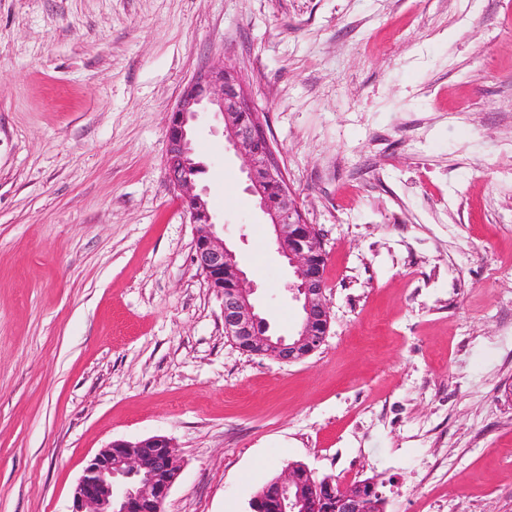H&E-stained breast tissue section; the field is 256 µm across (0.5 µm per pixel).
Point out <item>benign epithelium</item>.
<instances>
[{"mask_svg": "<svg viewBox=\"0 0 512 512\" xmlns=\"http://www.w3.org/2000/svg\"><path fill=\"white\" fill-rule=\"evenodd\" d=\"M209 108L222 118L228 146L242 159L248 190L271 227L272 242L293 269L289 291L305 318L289 339L272 337L269 322L254 302L253 284L226 244L205 190L197 189L196 172L202 164L192 146V122ZM165 138L169 183L196 226L193 262L223 301L224 336L244 352L268 353L281 363L310 356L323 343L331 322L321 264L325 250L288 183L262 113L254 107L238 71L218 61L198 73L171 112ZM174 457L175 446L165 436L112 442L85 466L69 512H164L180 475L172 470ZM299 475L298 466L289 464L276 479L275 490L280 493L297 488L295 500L288 504L293 512H303L306 501L316 500L321 490L319 483L301 481ZM364 488L363 482L339 487L336 512H365Z\"/></svg>", "mask_w": 512, "mask_h": 512, "instance_id": "1", "label": "benign epithelium"}]
</instances>
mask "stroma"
I'll return each instance as SVG.
<instances>
[{"instance_id":"stroma-1","label":"stroma","mask_w":512,"mask_h":512,"mask_svg":"<svg viewBox=\"0 0 512 512\" xmlns=\"http://www.w3.org/2000/svg\"><path fill=\"white\" fill-rule=\"evenodd\" d=\"M243 75L327 262L320 348L224 335L171 188L169 116ZM193 148L280 335L291 268L222 122ZM512 0H0V512H69L161 435L165 512H247L287 464L385 512H512Z\"/></svg>"}]
</instances>
